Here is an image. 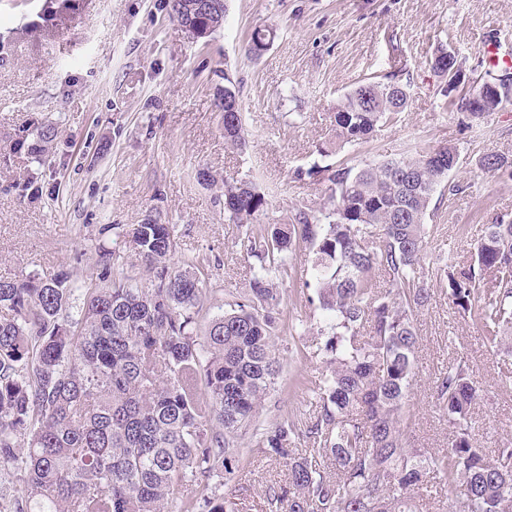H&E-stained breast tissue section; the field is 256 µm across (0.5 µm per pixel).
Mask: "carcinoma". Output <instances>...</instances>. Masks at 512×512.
Segmentation results:
<instances>
[{"label": "carcinoma", "instance_id": "1", "mask_svg": "<svg viewBox=\"0 0 512 512\" xmlns=\"http://www.w3.org/2000/svg\"><path fill=\"white\" fill-rule=\"evenodd\" d=\"M225 81L224 141L242 149L239 90ZM409 87L366 81L347 92L329 150L368 139L407 107ZM454 152L444 144L360 169L338 165L322 217L303 212L271 230L253 225L266 205L255 183L224 180V217L246 227L241 246L257 269L248 296L212 316L202 342L196 325L209 288L193 263L172 262L174 225L151 215L131 235L152 275L145 284L112 274L114 250L103 253L104 272L82 289L76 310L64 273L0 281V465L20 472L14 512H234L226 497L199 496L197 487L224 485L229 449L248 433L287 467L285 483L265 492L269 512H419L420 486L463 512H512V444L490 459L474 440L481 395L464 358L434 381L448 448L430 453L406 441L414 319L432 281L446 285L492 351L512 356V223L486 225L469 265L450 258L433 274L426 267L430 205ZM479 164L512 174L502 154ZM300 245L314 255L308 301L325 336L310 456L298 452L295 421L258 420L282 370L276 280ZM379 272L389 279L384 291L374 288ZM22 432L28 445L18 449Z\"/></svg>", "mask_w": 512, "mask_h": 512}]
</instances>
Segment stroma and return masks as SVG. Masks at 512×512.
<instances>
[{"instance_id":"35a3bbf8","label":"stroma","mask_w":512,"mask_h":512,"mask_svg":"<svg viewBox=\"0 0 512 512\" xmlns=\"http://www.w3.org/2000/svg\"><path fill=\"white\" fill-rule=\"evenodd\" d=\"M258 28L274 37L254 55ZM489 40L512 56V0H227L223 26L199 40L172 20L170 0H0V279L61 271L79 288L100 276L99 248L118 244L119 272L145 280L129 240L153 214L175 225L174 260L194 259L214 315L243 298L254 265L240 246L243 227L224 219V178L261 187L268 206L257 226L291 224L329 204L331 184L306 177L311 166L358 167L442 144L458 152L448 179L463 190L434 198L426 260L465 261L485 225L512 221V176L478 166L487 153L512 157V105L471 118L449 105L431 60L444 46L472 78L492 79L502 69L486 59ZM391 74L410 80L408 107L367 142L324 155L344 93ZM229 79L240 87L244 150L224 141ZM47 124L58 134L44 155L31 132ZM24 182L41 195H22ZM311 278L307 251L290 253L279 314L284 361L260 408L266 425L287 416L308 425L317 414L323 322L307 301ZM297 322L304 334L289 335ZM415 326L408 443L447 448L431 392L458 352L484 389L472 412L476 441L490 454L512 440V357L483 346L478 326L438 287ZM252 445L237 440L223 490L240 512H268L265 489L286 470Z\"/></svg>"}]
</instances>
